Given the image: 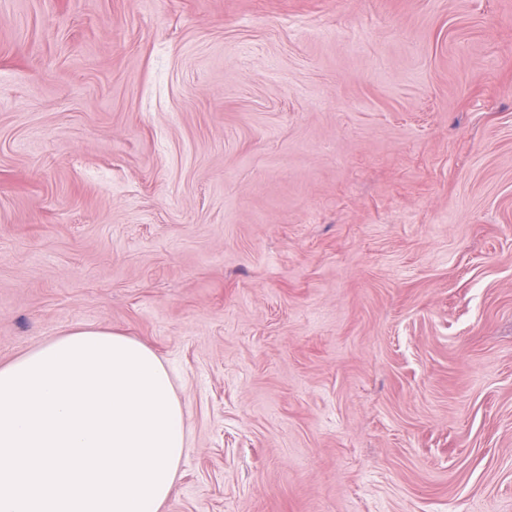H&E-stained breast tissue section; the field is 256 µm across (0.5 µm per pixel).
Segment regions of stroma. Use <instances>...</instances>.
<instances>
[{"mask_svg":"<svg viewBox=\"0 0 512 512\" xmlns=\"http://www.w3.org/2000/svg\"><path fill=\"white\" fill-rule=\"evenodd\" d=\"M77 327L161 512H512V0H0V365ZM174 396H175L174 399H177V401H178L179 408H180V414H181V426H180V422H178V417L174 418V422H178V425L174 426V430H180L181 431V438H182V442H180L181 453H180V457H179L178 450L180 451V446H179L178 450H174L175 465L177 463V458L178 457H179V461H178V464H177V468H176V472H175L174 478H173V474H174V471H175V466H174V470H170V474H171V478H173V482L171 484V480L172 479L170 478V482H168V483L171 484V487L168 490L169 486H168V484H166V489L168 490V492L166 493V496H165L164 500H163V497H164V494H165V492L167 490H164V492L162 493L163 494L162 498H160L158 500V502H154V506H150V512H159V510L161 509L162 505L171 497V495H172V493H173V491L175 489L177 474H178V471H179V468H180V464H181V461H182V457H183V454H184V449H185L184 414H183V409H182L181 403H180L179 399L176 397L175 393H174ZM179 408H178V414H179ZM180 414H179V418H180ZM161 499L163 500L162 503H161Z\"/></svg>","mask_w":512,"mask_h":512,"instance_id":"stroma-1","label":"stroma"}]
</instances>
